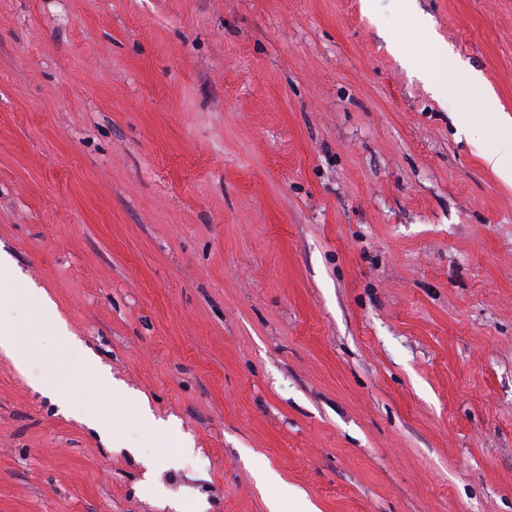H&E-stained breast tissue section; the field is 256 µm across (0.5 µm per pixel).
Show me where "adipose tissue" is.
<instances>
[{
    "instance_id": "ef3b65f1",
    "label": "adipose tissue",
    "mask_w": 512,
    "mask_h": 512,
    "mask_svg": "<svg viewBox=\"0 0 512 512\" xmlns=\"http://www.w3.org/2000/svg\"><path fill=\"white\" fill-rule=\"evenodd\" d=\"M428 54L434 67L427 76L437 93L477 101L492 119L497 141L484 153L483 161L503 182L512 184V117L500 110L483 77L476 72L462 73L459 61L449 56L447 48L438 45L429 49Z\"/></svg>"
}]
</instances>
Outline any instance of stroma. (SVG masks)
Instances as JSON below:
<instances>
[{"label":"stroma","instance_id":"35a3bbf8","mask_svg":"<svg viewBox=\"0 0 512 512\" xmlns=\"http://www.w3.org/2000/svg\"><path fill=\"white\" fill-rule=\"evenodd\" d=\"M416 5L0 0V249L74 339L12 310L0 512H512V186L421 75L512 114V0ZM434 62V68L428 69L427 77L437 93L443 97L452 96L477 101L486 116L494 122L497 141L493 148L483 155L487 167L500 179L512 184V119L500 110L496 99L488 92L483 77L477 72L462 76L461 65L448 49L441 44L425 50ZM21 332L16 323L0 314V347L22 369L29 365V350L21 341Z\"/></svg>","mask_w":512,"mask_h":512}]
</instances>
